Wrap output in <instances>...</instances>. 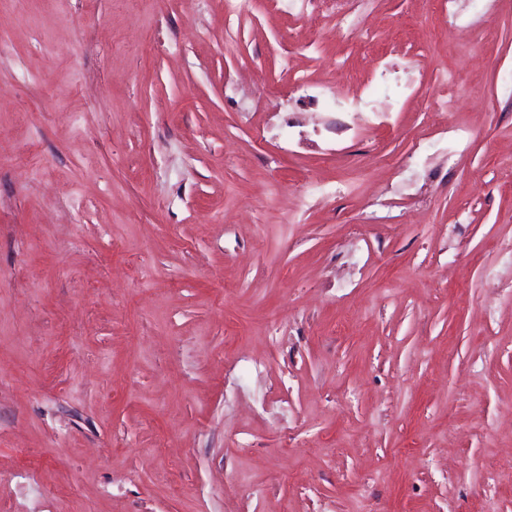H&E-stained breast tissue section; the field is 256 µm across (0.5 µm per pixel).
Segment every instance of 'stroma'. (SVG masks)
<instances>
[{
	"label": "stroma",
	"mask_w": 512,
	"mask_h": 512,
	"mask_svg": "<svg viewBox=\"0 0 512 512\" xmlns=\"http://www.w3.org/2000/svg\"><path fill=\"white\" fill-rule=\"evenodd\" d=\"M310 8L0 0V512H512V0ZM345 0H318L319 12L297 14V22H310L316 25L320 18L329 20L331 29L340 42L367 43L372 41L370 31L375 27L364 20L356 23L345 10Z\"/></svg>",
	"instance_id": "35a3bbf8"
}]
</instances>
